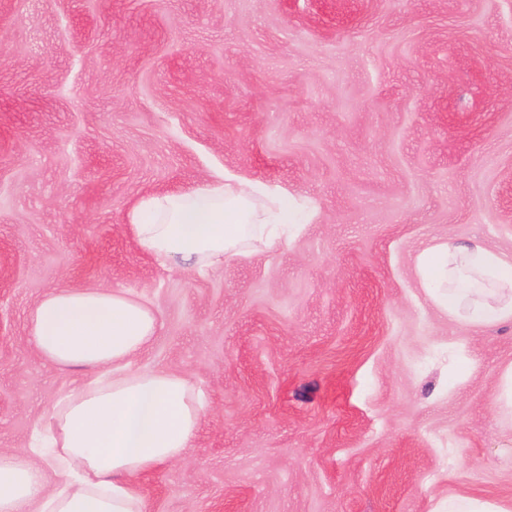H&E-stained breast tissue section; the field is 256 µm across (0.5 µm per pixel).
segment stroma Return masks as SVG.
<instances>
[{
	"label": "stroma",
	"mask_w": 512,
	"mask_h": 512,
	"mask_svg": "<svg viewBox=\"0 0 512 512\" xmlns=\"http://www.w3.org/2000/svg\"><path fill=\"white\" fill-rule=\"evenodd\" d=\"M222 173L304 228L163 270L127 210ZM448 240L512 256V0H0V452L93 376L39 357L33 305L120 288L162 320L137 365L208 406L149 512L512 503V325L428 299Z\"/></svg>",
	"instance_id": "1"
}]
</instances>
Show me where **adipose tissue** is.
Returning <instances> with one entry per match:
<instances>
[{
	"label": "adipose tissue",
	"mask_w": 512,
	"mask_h": 512,
	"mask_svg": "<svg viewBox=\"0 0 512 512\" xmlns=\"http://www.w3.org/2000/svg\"><path fill=\"white\" fill-rule=\"evenodd\" d=\"M138 248L168 269L218 268L275 251L293 227L286 196L219 178L142 195L125 216ZM421 285L454 320L512 324V258L478 241L438 242L417 257ZM161 327L149 300L120 289H57L29 313L38 354L59 367L100 372L73 390L36 427L52 471L24 451L0 452V512H147L133 477L191 448L206 402L185 378L134 361Z\"/></svg>",
	"instance_id": "obj_1"
}]
</instances>
